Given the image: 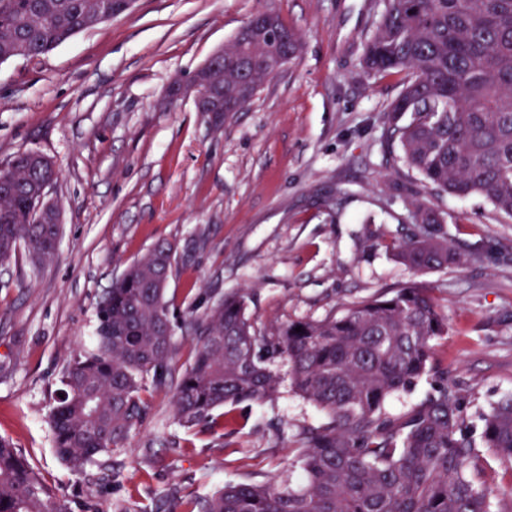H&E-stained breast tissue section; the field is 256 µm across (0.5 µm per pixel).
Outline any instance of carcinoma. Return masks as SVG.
<instances>
[{"label":"carcinoma","instance_id":"1","mask_svg":"<svg viewBox=\"0 0 512 512\" xmlns=\"http://www.w3.org/2000/svg\"><path fill=\"white\" fill-rule=\"evenodd\" d=\"M124 0H0V60L37 58L101 22L100 4ZM362 60L368 76L402 72L388 108L400 160L419 175L409 218L417 230L390 243L415 272L461 262L448 242L442 194L487 197L512 218V0H380ZM301 38L279 16L255 20L224 44V103L242 111L294 58ZM58 171L17 154L0 164V263L24 253L52 262L58 238L40 190ZM178 247L161 242L129 264L97 302L95 347L67 364L50 412L55 448L77 473L123 447L141 427L143 394L169 391L187 428L223 426L215 411L274 397V358L290 366L296 391L327 421L305 433L294 463L305 484L228 483L184 512H512L487 487L469 433L467 395L439 385L398 414L386 404L424 375L444 379L434 342L448 318L426 289L403 286L351 303L340 315L255 328L244 297L221 296L199 315L166 298ZM301 331H295L296 327ZM192 339V361L174 376L175 330ZM480 439L512 462V395L481 414ZM0 512H73L0 436Z\"/></svg>","mask_w":512,"mask_h":512}]
</instances>
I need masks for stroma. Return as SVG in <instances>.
<instances>
[{
    "instance_id": "obj_1",
    "label": "stroma",
    "mask_w": 512,
    "mask_h": 512,
    "mask_svg": "<svg viewBox=\"0 0 512 512\" xmlns=\"http://www.w3.org/2000/svg\"><path fill=\"white\" fill-rule=\"evenodd\" d=\"M261 11L302 46L244 110L217 130L191 99L169 100L172 82ZM380 11L377 0H136L39 60L0 62V162L51 157L62 218L52 263L21 256L0 270V436L58 495L94 512H152L228 482H301L292 460L323 416L280 358L275 397L237 406L223 435L184 428L170 393L149 391L125 449L96 456L84 476L57 456L49 412L61 373L93 346L98 297L162 240L184 251L168 284L174 308L201 313L237 293L261 328L426 288L448 317L434 361L469 394L473 426L512 394V219L483 195H444L462 264L418 274L387 252L395 233L415 229L407 187L417 176L396 162L387 114L401 74L374 80L362 67ZM197 238L204 247L191 248Z\"/></svg>"
}]
</instances>
